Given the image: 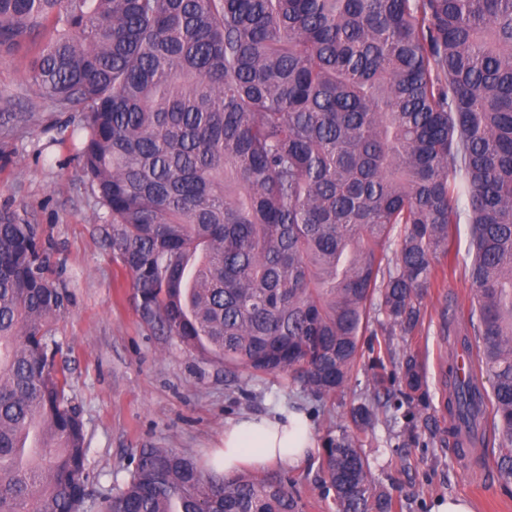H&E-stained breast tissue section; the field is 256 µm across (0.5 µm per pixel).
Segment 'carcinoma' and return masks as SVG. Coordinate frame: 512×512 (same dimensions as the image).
<instances>
[{"label": "carcinoma", "instance_id": "obj_1", "mask_svg": "<svg viewBox=\"0 0 512 512\" xmlns=\"http://www.w3.org/2000/svg\"><path fill=\"white\" fill-rule=\"evenodd\" d=\"M81 113L77 161L143 319L226 366L345 386L372 315L424 323L436 259L467 224L475 349L444 407L512 479V0H0V49ZM37 224L0 213V512H303L292 480L139 450L93 498L86 435L56 366L66 309ZM424 397L421 363L377 344L375 399ZM371 426V403L351 412ZM336 512H393L358 437L328 434Z\"/></svg>", "mask_w": 512, "mask_h": 512}]
</instances>
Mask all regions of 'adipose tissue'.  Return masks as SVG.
I'll return each mask as SVG.
<instances>
[{
	"label": "adipose tissue",
	"instance_id": "ef3b65f1",
	"mask_svg": "<svg viewBox=\"0 0 512 512\" xmlns=\"http://www.w3.org/2000/svg\"><path fill=\"white\" fill-rule=\"evenodd\" d=\"M309 418L299 412L244 416L224 427V448L215 463L232 474L241 466L261 468L272 462L296 465L314 448Z\"/></svg>",
	"mask_w": 512,
	"mask_h": 512
}]
</instances>
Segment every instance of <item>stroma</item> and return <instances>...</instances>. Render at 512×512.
Masks as SVG:
<instances>
[{"label": "stroma", "mask_w": 512, "mask_h": 512, "mask_svg": "<svg viewBox=\"0 0 512 512\" xmlns=\"http://www.w3.org/2000/svg\"><path fill=\"white\" fill-rule=\"evenodd\" d=\"M31 55L25 47L0 51V119L9 120L0 126V211L40 226L67 285L69 303L53 336L56 362L66 369L85 424L89 489L115 494L142 448H174L208 464L223 445L225 422L295 406L309 416L318 446L303 463L270 470L295 480L304 512H333L321 482V444L337 426L350 425L351 409L367 396L372 336H364L343 390L320 399L283 376L207 360L146 322L131 274L103 243L91 188L74 161L78 115L39 93L28 72ZM450 298L469 308L464 273L428 289L427 317L417 332L390 337L395 353L410 349L420 356L427 396L378 410L361 434L363 452L396 512H431L435 499L448 496L470 501L476 512H512V483L501 478L495 454L483 448L481 471H470L444 408L442 375L453 339L440 335L437 316Z\"/></svg>", "instance_id": "35a3bbf8"}]
</instances>
